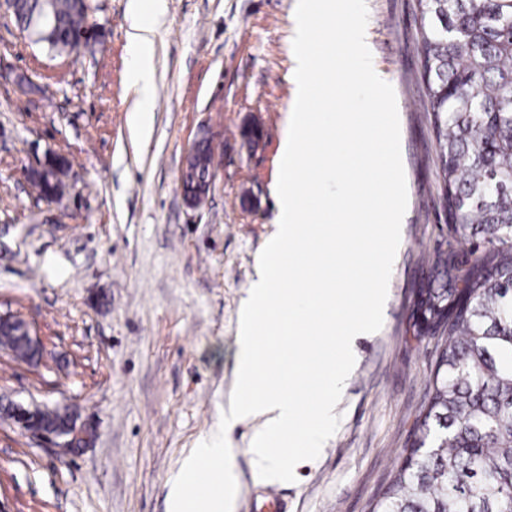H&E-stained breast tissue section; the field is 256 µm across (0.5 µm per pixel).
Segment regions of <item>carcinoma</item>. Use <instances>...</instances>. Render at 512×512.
Listing matches in <instances>:
<instances>
[{
    "instance_id": "obj_1",
    "label": "carcinoma",
    "mask_w": 512,
    "mask_h": 512,
    "mask_svg": "<svg viewBox=\"0 0 512 512\" xmlns=\"http://www.w3.org/2000/svg\"><path fill=\"white\" fill-rule=\"evenodd\" d=\"M422 38L442 157L448 251L420 289L417 309L442 330L428 404L377 512H512V0H420ZM92 0H5L22 35L46 19L38 45L69 58L96 28ZM64 168L29 176L48 200ZM468 244L459 252L453 242ZM0 345L40 356L26 323L0 320ZM68 410H39L44 429H63Z\"/></svg>"
}]
</instances>
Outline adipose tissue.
Segmentation results:
<instances>
[{
    "mask_svg": "<svg viewBox=\"0 0 512 512\" xmlns=\"http://www.w3.org/2000/svg\"><path fill=\"white\" fill-rule=\"evenodd\" d=\"M127 10L130 18L127 53L131 60L127 85L138 101L131 111L129 121L136 130L142 132L151 125V114L144 103L155 94L150 60L154 52L155 26L158 17L165 11V4L163 0H128Z\"/></svg>",
    "mask_w": 512,
    "mask_h": 512,
    "instance_id": "1",
    "label": "adipose tissue"
}]
</instances>
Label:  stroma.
I'll return each mask as SVG.
<instances>
[{
    "label": "stroma",
    "instance_id": "obj_1",
    "mask_svg": "<svg viewBox=\"0 0 512 512\" xmlns=\"http://www.w3.org/2000/svg\"><path fill=\"white\" fill-rule=\"evenodd\" d=\"M296 0H165L154 41L151 134L129 124L127 0H94L100 39L52 58L0 26V315L30 323L39 361L0 347V406L69 408L92 438L78 452L30 437L0 413V512H169L170 485L214 436L235 386L243 298L275 231L272 188L294 106ZM373 67L395 91L408 204L382 328L357 339L355 368L319 457L278 483L287 512H374L409 443L440 335L412 317L448 248L441 162L418 0H367ZM259 127L252 143L243 128ZM223 141L208 197L182 196L187 148ZM52 202L27 181L51 158ZM262 419L227 429L251 512L250 448Z\"/></svg>",
    "mask_w": 512,
    "mask_h": 512
}]
</instances>
